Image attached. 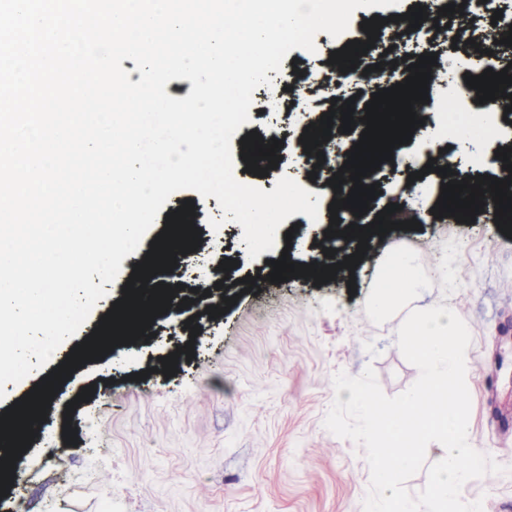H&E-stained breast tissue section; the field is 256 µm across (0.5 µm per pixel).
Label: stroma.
<instances>
[{
	"mask_svg": "<svg viewBox=\"0 0 512 512\" xmlns=\"http://www.w3.org/2000/svg\"><path fill=\"white\" fill-rule=\"evenodd\" d=\"M424 0H400L386 8L357 9L339 38L318 33L315 52L291 50L283 74L318 67L331 52L359 39L360 25L371 16L385 18L380 49L431 50L440 63L466 58L467 40L491 28L493 12L512 16V0H492L488 10L446 17L449 40L408 35L403 16ZM254 97L250 121L235 133L259 132L263 140L286 142L292 174L300 137L316 122L314 112H265ZM466 111L447 109L434 91L427 129L449 148L460 177L495 176L496 166L476 164L467 139L448 140L449 121L464 122ZM424 160L395 152L375 180L381 192L370 212L405 204L399 183L421 172L427 193L423 210L434 206L442 178L424 172ZM191 199L202 219L198 240L206 248L195 267L201 284L222 282L224 297L236 305L218 317L201 316L199 335L163 314L147 339L121 349L112 372L86 361L71 370L46 407V419L34 440L18 455L15 476L0 497V512H362L370 473L364 451L323 426L333 399L338 371L360 375L373 366L385 394L394 396L414 383L418 369L396 345V329L410 309L447 304L466 322L471 344L467 383L471 395L469 429L480 452L507 466L494 483L467 482L464 501L482 500L483 512H512V239L484 214L473 222L442 217L419 229L382 239L366 259L354 283L338 278L322 285L313 278L267 282L269 263L288 254L291 262L324 265L310 235L292 241L277 238L274 249L250 259L243 228L224 222L215 197L174 193L167 208ZM410 251L418 286L408 305L375 313L377 272L392 247ZM237 266L218 271L219 258ZM254 276V288L242 292L240 278ZM193 357H179L174 375L160 373L161 357L185 343ZM85 401H78L82 388Z\"/></svg>",
	"mask_w": 512,
	"mask_h": 512,
	"instance_id": "stroma-1",
	"label": "stroma"
}]
</instances>
